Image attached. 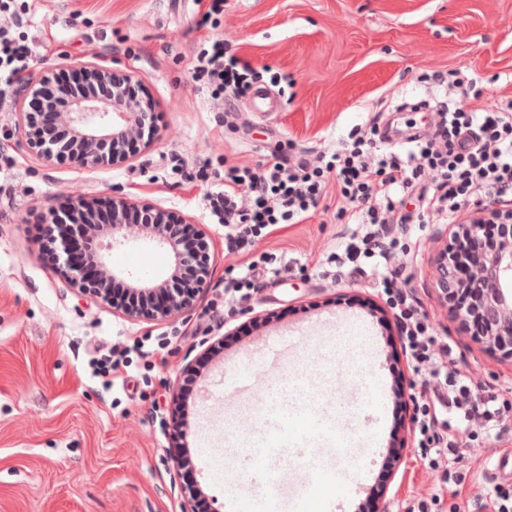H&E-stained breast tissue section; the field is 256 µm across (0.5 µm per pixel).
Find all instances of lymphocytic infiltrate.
<instances>
[{
    "instance_id": "1",
    "label": "lymphocytic infiltrate",
    "mask_w": 512,
    "mask_h": 512,
    "mask_svg": "<svg viewBox=\"0 0 512 512\" xmlns=\"http://www.w3.org/2000/svg\"><path fill=\"white\" fill-rule=\"evenodd\" d=\"M29 9L27 0H0V100L20 82L33 59V48L17 33ZM193 75L221 101L248 94L261 72L215 41L200 45ZM435 79L458 88L460 96L453 104H440L434 136L410 137L406 152L383 146L373 119L351 131L348 142L327 161L306 154L259 168L225 167L216 190L204 200L210 215L224 226L227 252L249 250L285 225L305 221L325 195L331 172L344 203L338 218L353 217L360 229L329 261L354 276L364 274L365 260H386L398 249L395 227L408 221L401 210L407 194L417 193L421 214L442 224L457 223L465 207L480 213L512 197V100L485 108L475 84L451 81L440 73ZM378 286L399 322L402 348L414 372L424 376L414 417L423 442L441 456L454 447L457 425L477 420L492 429L512 417V405L498 404L492 396L476 399L466 375L446 372L453 348L434 336L411 291L388 276Z\"/></svg>"
}]
</instances>
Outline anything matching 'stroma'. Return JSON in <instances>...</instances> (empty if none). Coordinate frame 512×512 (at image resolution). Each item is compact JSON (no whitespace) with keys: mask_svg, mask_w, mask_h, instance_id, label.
Wrapping results in <instances>:
<instances>
[{"mask_svg":"<svg viewBox=\"0 0 512 512\" xmlns=\"http://www.w3.org/2000/svg\"><path fill=\"white\" fill-rule=\"evenodd\" d=\"M198 21L195 0H33L24 18L21 33L35 51L32 70L52 66L62 74L67 62L89 59L135 74L141 96L155 104L156 136L125 163L48 164L14 131L21 92L0 105V196L13 200L0 208V512H181L187 484L163 421L182 390V367L197 362L208 343L231 335L235 343L197 376L189 401V448L197 485L209 496H245L249 486L240 462L220 453L204 461L201 438L237 450L272 440L277 432L266 404L291 391L333 406L331 427L349 455L338 460L332 441L312 438L309 462L278 468L284 500L305 496L314 503L328 495V488L311 484L316 463L367 474L361 494L346 500V512H356L367 497L377 512H405L407 504L435 494L444 512H476V502L495 485L512 487V476L497 480L489 473L497 456L512 451V421L498 431L473 425L457 432L454 468L465 476L462 493L444 483L442 470L424 465L413 423L422 378L399 352L397 323L382 324L370 310L385 305V296L374 276L327 272L328 256L343 251L354 230L336 218L335 186L304 223L259 240L252 251L230 253L223 227L205 209L211 181L185 182L171 167L193 172L208 160L220 172L228 164L259 167L275 155L332 153L378 113L377 101L445 100L442 86L420 82L424 73L453 71L476 80L488 108L512 99V0H224L217 25L202 28ZM205 37L284 76L280 85L261 84L274 110L258 109L249 95L229 107L211 99L191 73ZM379 115L380 132L395 148L435 129L430 111ZM78 190L145 201L206 225L211 277L190 312L164 322L130 321L56 273L29 225ZM451 234L446 224L398 225L406 251L390 267L418 297L435 335L448 338L452 367L467 376L474 396L512 403V362L486 352L441 301L434 259ZM121 251L132 279L165 277L164 249L130 243ZM266 252L281 259L280 271L264 273L248 300L225 308V282ZM327 310L362 315L371 337L354 327L304 336L295 354L266 373L256 395L235 399L217 388L224 369L251 371V345L263 329L301 325ZM252 311L266 315L264 328L236 337ZM144 337L156 353L129 356L122 368L126 387L108 389L92 376L90 352ZM375 403L386 412L379 432L364 421ZM397 441L404 456L385 485L383 465Z\"/></svg>","mask_w":512,"mask_h":512,"instance_id":"stroma-1","label":"stroma"}]
</instances>
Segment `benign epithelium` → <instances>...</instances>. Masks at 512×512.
Instances as JSON below:
<instances>
[{"instance_id":"1","label":"benign epithelium","mask_w":512,"mask_h":512,"mask_svg":"<svg viewBox=\"0 0 512 512\" xmlns=\"http://www.w3.org/2000/svg\"><path fill=\"white\" fill-rule=\"evenodd\" d=\"M70 71L78 83L95 81L112 89V98L103 99L93 94L72 92L71 108L58 114L50 111L51 103L62 90L57 83L55 70L46 67L31 76L27 82L29 101L18 104L16 128L23 146L47 163L70 161L80 167H95L110 162L124 163L130 155L124 152V144L132 138H143L145 132H153L152 103L127 95L130 86L141 79L119 69L104 68L94 62L79 60L70 65ZM63 123L70 127L80 140V149L70 151L58 143L56 126ZM109 207L111 223L107 233L100 235L90 225H79V239L89 245V259L82 258V250L76 249L73 235L61 231V224L49 221L43 224L45 241L56 246V269L59 275L73 287L92 294L102 302H112L109 290L118 281H125L124 272L112 267V249L128 241L133 216H147L144 237L149 242L170 249L167 228L174 220L161 208L131 200L124 196H112L105 202L77 191L59 206L61 210H95ZM499 222L496 237L484 243L473 258L471 269L464 268L467 259L459 246L447 247L436 259L438 284L442 298L449 309L465 323L477 322L472 330L473 339L488 351L512 360V209L507 214H495ZM181 224L193 225V220L183 218ZM486 224L471 221L457 225L453 238L466 237L475 240ZM195 247L202 255H208L210 235L201 225H193ZM209 263L204 261L199 276L185 284L172 285L169 279L161 282H131L139 292L164 289L167 297L160 302L143 300L136 306H113L122 317L139 321L162 322L194 308L197 297L207 288Z\"/></svg>"}]
</instances>
